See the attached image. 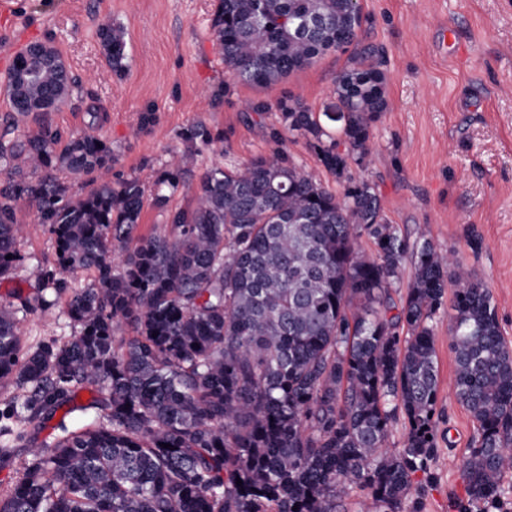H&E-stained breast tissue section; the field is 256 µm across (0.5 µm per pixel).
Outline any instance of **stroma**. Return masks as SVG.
<instances>
[{
  "instance_id": "35a3bbf8",
  "label": "stroma",
  "mask_w": 512,
  "mask_h": 512,
  "mask_svg": "<svg viewBox=\"0 0 512 512\" xmlns=\"http://www.w3.org/2000/svg\"><path fill=\"white\" fill-rule=\"evenodd\" d=\"M363 22L345 51L328 54L281 82L260 87L235 80L216 46V0H11L0 13V51L22 53L34 41L50 42L81 81L78 94L54 123L72 132L96 105L107 112L101 131L112 145V176L138 175L147 192L173 152L181 131L207 126L210 145L200 147L194 175L235 169L281 149L314 179L335 186L304 137L270 140L279 125L278 104L292 99L315 115L337 106V75L373 49L386 76L388 107L371 129L368 180L385 215L406 236L427 226L440 251H454L492 292L503 337L512 345V0H360ZM121 25L127 73L119 77L102 54L98 28ZM248 101L267 106L245 111ZM155 115L142 125L143 113ZM26 235L21 260L0 278V307L11 294L30 292L35 271L54 265L53 242L20 204ZM482 240L472 248V236ZM48 309L19 321L22 340L34 347L69 334L66 297L46 290ZM450 307L437 316L438 448L426 471L413 475L419 512H458L465 496L460 463L471 446L474 423L455 396V360L448 345Z\"/></svg>"
}]
</instances>
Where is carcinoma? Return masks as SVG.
<instances>
[{
    "label": "carcinoma",
    "instance_id": "cac0c4a2",
    "mask_svg": "<svg viewBox=\"0 0 512 512\" xmlns=\"http://www.w3.org/2000/svg\"><path fill=\"white\" fill-rule=\"evenodd\" d=\"M303 18L319 24L300 31ZM361 23L360 0H218L213 17L225 66L258 86L344 49ZM98 38L111 71L124 74V29L105 22ZM385 85L373 64L338 75L343 111L323 116L341 123V142L302 103H279L270 138L303 135L341 191L280 149L211 169L189 209L155 196L164 230L116 266L112 251L133 237L144 183L97 182L112 168V146L93 134L107 120L101 108L86 112L83 133L48 120L77 89L54 47L32 42L15 59L4 86L11 111L0 115V275L21 259L22 203L57 255L38 268L36 294L0 308V379L16 387L5 416L32 445L62 409H93L96 422L74 431L59 423L65 435L51 454H32L0 512H340L355 488L374 508L401 512L412 475L437 448L434 327L450 266L455 395L476 429L461 462L460 512L500 502L512 471V347L491 291L425 231L409 243L374 187L350 174L387 109ZM181 138L186 149L157 180L173 192L198 146L213 141L203 124ZM408 261L398 307L391 288ZM76 270L92 273L87 286L63 276ZM48 288L67 296L71 334L26 349L17 313L49 305ZM82 390L93 397L78 407ZM400 418L405 441L388 452Z\"/></svg>",
    "mask_w": 512,
    "mask_h": 512
}]
</instances>
